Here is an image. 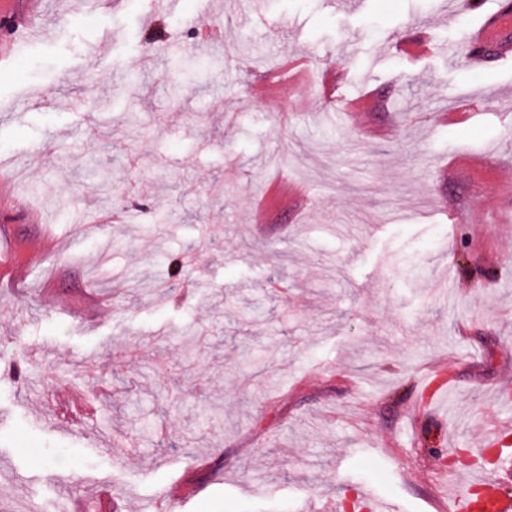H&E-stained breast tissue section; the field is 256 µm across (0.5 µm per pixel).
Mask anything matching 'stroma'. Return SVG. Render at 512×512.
<instances>
[{
    "label": "stroma",
    "instance_id": "obj_1",
    "mask_svg": "<svg viewBox=\"0 0 512 512\" xmlns=\"http://www.w3.org/2000/svg\"><path fill=\"white\" fill-rule=\"evenodd\" d=\"M150 3L0 0V512H437L512 426L505 0ZM512 16L510 13L497 11L486 21L478 36L471 38V43L477 47L495 46L503 57L512 52V44L506 39L511 30Z\"/></svg>",
    "mask_w": 512,
    "mask_h": 512
}]
</instances>
